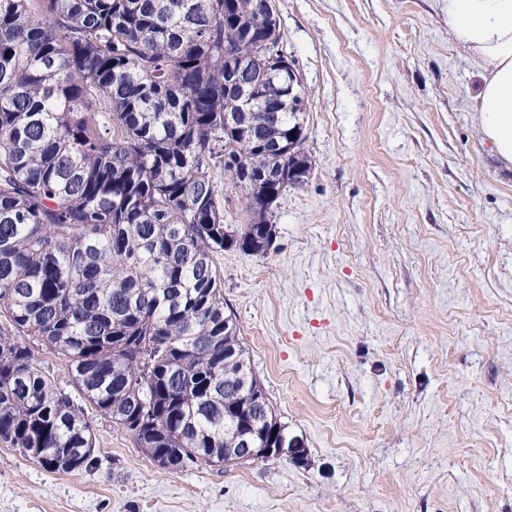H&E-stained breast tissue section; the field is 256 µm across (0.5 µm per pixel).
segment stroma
<instances>
[{
	"label": "stroma",
	"instance_id": "35a3bbf8",
	"mask_svg": "<svg viewBox=\"0 0 512 512\" xmlns=\"http://www.w3.org/2000/svg\"><path fill=\"white\" fill-rule=\"evenodd\" d=\"M309 179L267 255L216 259L251 367L308 462L156 466L84 405L96 466L0 442V512H512V165L448 0H275Z\"/></svg>",
	"mask_w": 512,
	"mask_h": 512
}]
</instances>
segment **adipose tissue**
Returning a JSON list of instances; mask_svg holds the SVG:
<instances>
[{"mask_svg":"<svg viewBox=\"0 0 512 512\" xmlns=\"http://www.w3.org/2000/svg\"><path fill=\"white\" fill-rule=\"evenodd\" d=\"M448 23L485 71L475 97L481 133L512 164V0H448Z\"/></svg>","mask_w":512,"mask_h":512,"instance_id":"adipose-tissue-1","label":"adipose tissue"}]
</instances>
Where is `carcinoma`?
Masks as SVG:
<instances>
[{
    "instance_id": "1",
    "label": "carcinoma",
    "mask_w": 512,
    "mask_h": 512,
    "mask_svg": "<svg viewBox=\"0 0 512 512\" xmlns=\"http://www.w3.org/2000/svg\"><path fill=\"white\" fill-rule=\"evenodd\" d=\"M0 0V441L51 472L86 471L79 397L147 457L243 464L251 432L288 440L225 310L224 232L265 255L264 173L310 171L305 92L288 69L224 93L237 62L282 49L274 0ZM229 160H224V154ZM244 203L224 223L211 177ZM67 364L77 395L36 362Z\"/></svg>"
}]
</instances>
